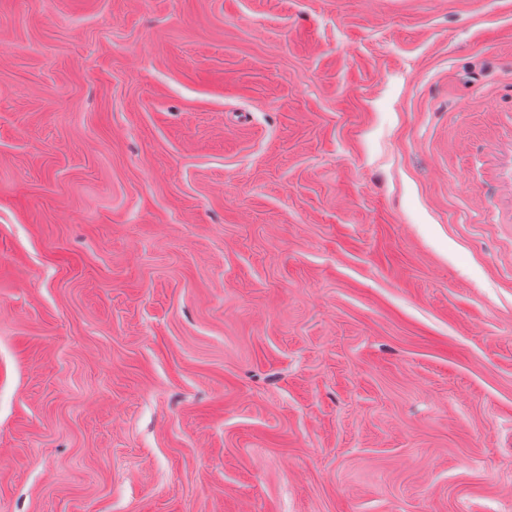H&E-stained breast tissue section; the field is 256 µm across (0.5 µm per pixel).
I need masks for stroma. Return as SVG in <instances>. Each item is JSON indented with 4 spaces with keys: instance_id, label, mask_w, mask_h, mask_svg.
Masks as SVG:
<instances>
[{
    "instance_id": "1",
    "label": "stroma",
    "mask_w": 512,
    "mask_h": 512,
    "mask_svg": "<svg viewBox=\"0 0 512 512\" xmlns=\"http://www.w3.org/2000/svg\"><path fill=\"white\" fill-rule=\"evenodd\" d=\"M0 512H512V0H0Z\"/></svg>"
}]
</instances>
